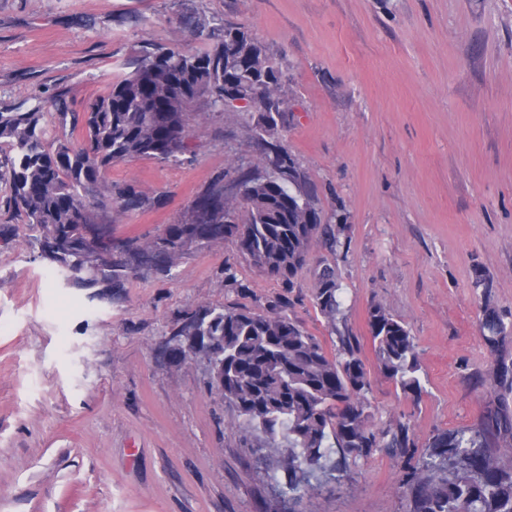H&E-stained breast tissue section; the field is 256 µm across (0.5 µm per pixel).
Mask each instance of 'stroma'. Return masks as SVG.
I'll use <instances>...</instances> for the list:
<instances>
[{"label":"stroma","mask_w":512,"mask_h":512,"mask_svg":"<svg viewBox=\"0 0 512 512\" xmlns=\"http://www.w3.org/2000/svg\"><path fill=\"white\" fill-rule=\"evenodd\" d=\"M241 24L288 72L278 137L344 217L333 256L344 317L315 309L313 266L292 287L232 241L192 250L171 271L129 273L119 288H79L38 258L35 228L0 239V512H291L267 452L249 448L202 365L165 363L158 346L184 311L285 299L286 314L332 348L357 336L375 426L408 422L418 446L476 426L479 381L512 363V340L481 336L482 291L512 323V0H0V110H75L127 72L142 45L198 43L180 17ZM141 25L125 24L128 15ZM182 163L139 158L107 177L151 207L112 216V248L151 240L232 158L251 150L250 116L198 108ZM238 285L229 287L227 273ZM411 331L423 392L379 372L368 311ZM396 458L351 463L314 512H409Z\"/></svg>","instance_id":"1"}]
</instances>
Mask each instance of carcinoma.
Wrapping results in <instances>:
<instances>
[{
  "label": "carcinoma",
  "mask_w": 512,
  "mask_h": 512,
  "mask_svg": "<svg viewBox=\"0 0 512 512\" xmlns=\"http://www.w3.org/2000/svg\"><path fill=\"white\" fill-rule=\"evenodd\" d=\"M182 24L202 43L194 51L143 46L133 70L113 78L109 91L72 108L64 91L52 99L61 135L45 138L41 106L20 104L0 112V189L7 218L39 230L38 257L78 273L84 288L106 282L118 287L140 268L168 272L192 247L231 240L265 274L291 286L322 244L340 247L339 232L320 204L316 186L277 137L286 112L271 102L284 90L286 74L243 26L222 18L185 16ZM263 105L254 124L255 163L217 175L201 191L181 223L120 255L85 245L88 228L103 223L111 208L144 209L152 200L137 187L107 179L113 165L137 158L180 163L190 151V116L203 104L224 111V90ZM79 130L83 144L67 133ZM336 263L315 269L313 303L337 330L341 315ZM368 324L381 374L403 393L420 394V365L408 327L380 304ZM480 329L491 346L512 333L484 292ZM208 340L224 359L218 395L234 411L230 424L251 447L277 452L274 477L280 493L300 502L313 490L345 480L349 463L378 448L406 452L415 446L408 423L378 431L367 398L368 371L355 337L338 333L336 352L290 319L280 300L265 311L244 305H199L176 320L158 353L170 365L184 363L185 349ZM489 409L471 428L439 431L415 461L403 467L399 490L409 512H512V409L496 390L512 389V370L489 371Z\"/></svg>",
  "instance_id": "cac0c4a2"
}]
</instances>
